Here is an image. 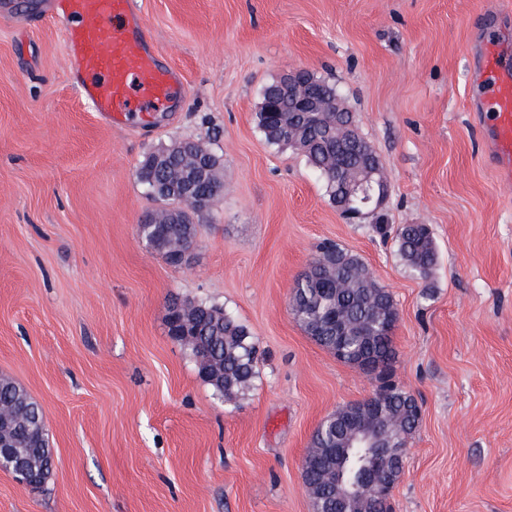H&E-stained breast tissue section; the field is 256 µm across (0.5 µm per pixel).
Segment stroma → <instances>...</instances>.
Returning a JSON list of instances; mask_svg holds the SVG:
<instances>
[{"mask_svg": "<svg viewBox=\"0 0 512 512\" xmlns=\"http://www.w3.org/2000/svg\"><path fill=\"white\" fill-rule=\"evenodd\" d=\"M52 0H0V376L41 407L55 469L36 491L0 471V512H312L314 429L376 383L289 310L331 241L395 300V382L422 406L393 512H512V181L485 140L473 79L492 39L512 59V0H133L174 99L117 125L77 87ZM304 68L336 83L390 184L389 226L426 224L414 276L375 216L346 220L305 158L268 144L262 91ZM191 138L224 189L191 261L137 237L163 209L137 177ZM206 300L262 356L228 402L167 327Z\"/></svg>", "mask_w": 512, "mask_h": 512, "instance_id": "obj_1", "label": "stroma"}]
</instances>
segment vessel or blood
Here are the masks:
<instances>
[{
  "instance_id": "1",
  "label": "vessel or blood",
  "mask_w": 512,
  "mask_h": 512,
  "mask_svg": "<svg viewBox=\"0 0 512 512\" xmlns=\"http://www.w3.org/2000/svg\"><path fill=\"white\" fill-rule=\"evenodd\" d=\"M58 14L70 19L69 58L83 81L82 97L110 124L128 110L130 78H138L143 94L168 101L179 85L177 73L160 68L132 0H55ZM480 95L475 105L489 115L492 151L504 173L512 172V68L500 59L493 43L481 49Z\"/></svg>"
}]
</instances>
